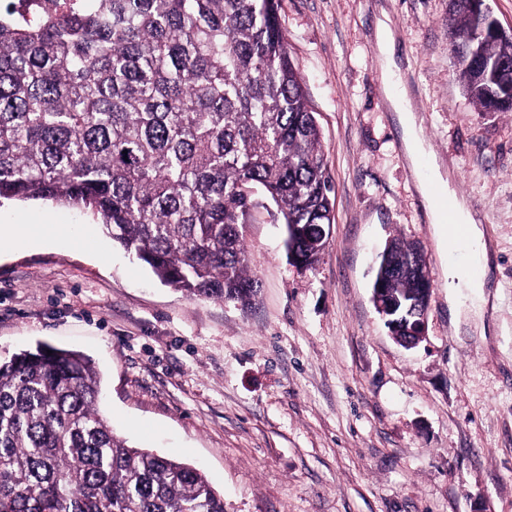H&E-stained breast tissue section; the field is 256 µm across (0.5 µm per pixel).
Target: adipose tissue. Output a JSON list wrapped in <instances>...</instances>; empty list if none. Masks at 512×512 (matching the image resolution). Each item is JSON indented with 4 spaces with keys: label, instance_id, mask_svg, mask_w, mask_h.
I'll list each match as a JSON object with an SVG mask.
<instances>
[{
    "label": "adipose tissue",
    "instance_id": "adipose-tissue-1",
    "mask_svg": "<svg viewBox=\"0 0 512 512\" xmlns=\"http://www.w3.org/2000/svg\"><path fill=\"white\" fill-rule=\"evenodd\" d=\"M378 46V62L389 101L402 128V141L410 163H417L425 153L424 141L420 136L421 128L414 112L408 106V90L401 77V68L395 56V37L387 19H379L375 34ZM453 214L457 223L463 224L468 233L469 241L475 246V261L481 273L477 276H464L457 270L448 272V303L450 307H457L458 289H466L474 314H482L486 303L484 288L486 286L483 276L484 269L489 263L488 251L483 241L482 229L468 204L461 198L453 200Z\"/></svg>",
    "mask_w": 512,
    "mask_h": 512
}]
</instances>
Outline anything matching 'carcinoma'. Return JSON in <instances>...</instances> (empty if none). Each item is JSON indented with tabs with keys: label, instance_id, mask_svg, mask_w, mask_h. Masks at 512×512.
Segmentation results:
<instances>
[{
	"label": "carcinoma",
	"instance_id": "cac0c4a2",
	"mask_svg": "<svg viewBox=\"0 0 512 512\" xmlns=\"http://www.w3.org/2000/svg\"><path fill=\"white\" fill-rule=\"evenodd\" d=\"M458 78L512 112V37L477 0H451ZM279 0H69L24 16L0 0V199L86 210L163 283L249 307L243 248L256 189L287 252L331 219L320 130L288 53ZM402 319L419 248H385ZM52 354H47V351ZM91 360L39 343L0 363V512H224L186 463L127 445L97 409Z\"/></svg>",
	"mask_w": 512,
	"mask_h": 512
}]
</instances>
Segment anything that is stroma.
Listing matches in <instances>:
<instances>
[{
  "instance_id": "1",
  "label": "stroma",
  "mask_w": 512,
  "mask_h": 512,
  "mask_svg": "<svg viewBox=\"0 0 512 512\" xmlns=\"http://www.w3.org/2000/svg\"><path fill=\"white\" fill-rule=\"evenodd\" d=\"M382 8L422 135L483 219L477 320L449 311L448 252L377 70ZM448 16L449 0H280L334 222L303 269L275 206L254 210L248 309L161 283L79 210L1 200L0 229L28 230L0 249V362L39 342L87 356L114 433L201 467L224 512H512V112L463 94ZM396 238L421 246L432 282L412 348L371 297Z\"/></svg>"
}]
</instances>
